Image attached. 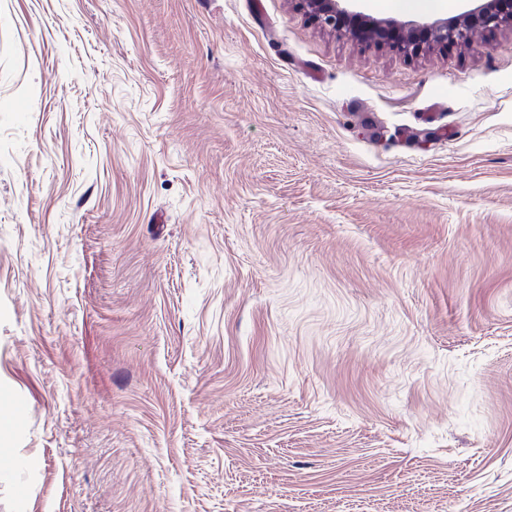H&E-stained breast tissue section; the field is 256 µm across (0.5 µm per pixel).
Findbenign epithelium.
<instances>
[{
  "label": "benign epithelium",
  "mask_w": 512,
  "mask_h": 512,
  "mask_svg": "<svg viewBox=\"0 0 512 512\" xmlns=\"http://www.w3.org/2000/svg\"><path fill=\"white\" fill-rule=\"evenodd\" d=\"M358 0H295L297 7L319 27L367 46L387 48L404 57H418L431 50L463 46L476 31L512 30V11L500 0L479 4L452 17L398 24L356 10Z\"/></svg>",
  "instance_id": "obj_1"
}]
</instances>
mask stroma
<instances>
[{"label": "stroma", "mask_w": 512, "mask_h": 512, "mask_svg": "<svg viewBox=\"0 0 512 512\" xmlns=\"http://www.w3.org/2000/svg\"><path fill=\"white\" fill-rule=\"evenodd\" d=\"M0 512H512V31L0 0ZM297 7L309 16L319 27L329 29L367 46L387 48L404 57H418L425 53L448 46L466 45L476 31L512 30V5L505 0H479L475 8L452 17L435 18L427 21L409 20L397 24L390 18L374 17L356 10L360 0H294ZM354 18V26L344 21ZM424 33L425 42L415 41V35ZM387 33L385 39L381 35Z\"/></svg>", "instance_id": "1"}]
</instances>
